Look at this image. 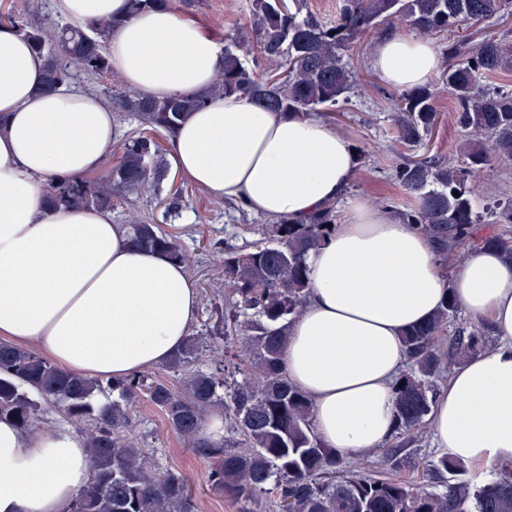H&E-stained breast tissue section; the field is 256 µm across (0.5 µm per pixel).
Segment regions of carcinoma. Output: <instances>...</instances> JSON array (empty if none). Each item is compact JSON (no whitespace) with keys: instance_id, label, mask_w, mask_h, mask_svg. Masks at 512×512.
Returning <instances> with one entry per match:
<instances>
[{"instance_id":"cac0c4a2","label":"carcinoma","mask_w":512,"mask_h":512,"mask_svg":"<svg viewBox=\"0 0 512 512\" xmlns=\"http://www.w3.org/2000/svg\"><path fill=\"white\" fill-rule=\"evenodd\" d=\"M130 4L134 12L175 9V0ZM510 11L512 0H340L336 19L325 21L301 15L300 0L291 6L288 0H250L246 22L225 38L224 61L206 92L162 99L134 91L112 94V107L136 120L143 132L120 144L108 175L51 178L46 198L110 210L118 199L150 194L168 173L156 136H173L180 118L218 97L245 95L266 111L303 118L340 112L355 81L346 52L362 47L378 28L401 22L418 35L445 38L442 55L451 64L437 82L400 92L392 113L395 142L408 149L423 144L439 120L437 99L447 92L455 103L459 150L451 161L434 156L396 164L393 178L415 203L401 208L385 202L383 210L416 225L443 264L475 241L512 257V232L492 228L512 223V198L489 196L479 209L471 187L494 164L512 162V88L481 84L512 72V33L491 34L475 45L448 38L469 23L497 20ZM3 19L44 58L41 91L69 85L75 69L92 84L109 76L119 82L106 50L119 21L47 32L29 23L24 12ZM335 226L336 206L330 202L301 224L283 214L261 225L259 243H224V283L210 291L224 298V313L209 337L189 336L169 360L167 368L180 375L179 390L141 374L104 383L0 341V422L30 429L43 400L68 419L89 422L91 482L65 512H195L186 484L160 473L146 450L127 436L131 408L142 394L169 428L210 462L213 485L238 504V512H254L253 501L264 495L272 499L274 512H512V463L494 465V478L480 484L466 478L465 464L446 455L426 462L395 453L387 458V470L360 472L318 438L311 399L289 381L282 356L288 327L300 315L309 288L307 253ZM128 228L139 247L187 262L178 235L137 215L129 218ZM460 314L451 298L431 320L404 333L408 365L396 383L394 434L427 424L449 366L486 348L475 326L457 327L452 347L440 344ZM108 390L117 398L94 408V396ZM218 405L224 407L231 437L214 441L203 437L204 414ZM420 467L430 470L439 486L397 476Z\"/></svg>"}]
</instances>
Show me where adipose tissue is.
Returning <instances> with one entry per match:
<instances>
[{"instance_id":"1","label":"adipose tissue","mask_w":512,"mask_h":512,"mask_svg":"<svg viewBox=\"0 0 512 512\" xmlns=\"http://www.w3.org/2000/svg\"><path fill=\"white\" fill-rule=\"evenodd\" d=\"M55 9L81 24L119 19L112 69L157 98L206 90L224 57L223 44L169 10L134 14L129 0H55ZM370 62L404 89L429 79L440 57L429 42L399 36L377 42ZM43 67L24 37L0 26V339L36 347L68 372L123 379L183 345L199 292L183 264L133 246L110 212L47 205L46 178L98 168L116 125L95 94H35ZM172 150L212 196L297 222L340 199L356 175L353 151L332 126L242 96L189 114ZM306 263L310 297L289 328L283 367L311 399L327 447L352 457L388 441L403 334L452 296L490 323L495 343L451 372L429 416L433 443L480 473L512 462V260L481 247L445 274L414 225L356 199ZM89 480L79 435L0 423V512H61Z\"/></svg>"}]
</instances>
